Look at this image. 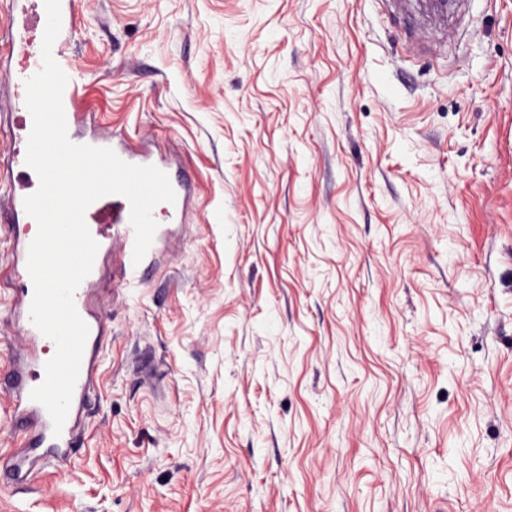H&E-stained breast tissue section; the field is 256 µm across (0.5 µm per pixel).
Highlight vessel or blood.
I'll return each instance as SVG.
<instances>
[{"label": "vessel or blood", "mask_w": 512, "mask_h": 512, "mask_svg": "<svg viewBox=\"0 0 512 512\" xmlns=\"http://www.w3.org/2000/svg\"><path fill=\"white\" fill-rule=\"evenodd\" d=\"M9 12L14 16L16 24L8 33L10 46L16 47L20 57L19 63L10 66L9 74L17 89H24L25 82L42 67L41 31L46 25L44 0H8ZM68 83L63 92V107L68 124H75L80 119L81 110L92 108V101L82 93L83 79L72 67H65ZM16 132L14 148L9 157L8 165L14 173L11 188L7 194L8 207L0 210V221L16 224L27 220L24 200L33 194L39 179L33 169L26 163L27 141L32 130L33 119L30 112L16 113L14 119ZM72 142H87L84 136L71 134ZM92 146L112 149L123 161L135 165L152 164L153 159L146 153L133 152L122 142H114L107 138L92 139ZM169 180L175 192V200L164 203L163 212L168 223H181L188 204L190 187L188 182L178 175H170ZM86 223L99 248L109 249L114 239H121L120 255L121 273L129 277L138 272L139 267L133 261L134 230L130 223V203L120 195L113 196L111 207H104L102 201L93 202L86 211ZM97 282L96 274H89L77 288L74 301L81 318L89 327V335L85 344L79 376L74 388L68 416L61 433H54L52 420L46 409L30 397L31 391L40 386L45 379V357L38 345L45 342L46 337L33 323H26L23 330L25 338L34 342L35 347L28 354L25 362L12 373L11 383V418L16 428L28 432L26 442L29 450L54 448L64 450L74 442V433L80 423L81 408L85 404L87 392L93 382L96 371L98 349L104 341L106 325L102 316L91 312L89 291Z\"/></svg>", "instance_id": "vessel-or-blood-1"}]
</instances>
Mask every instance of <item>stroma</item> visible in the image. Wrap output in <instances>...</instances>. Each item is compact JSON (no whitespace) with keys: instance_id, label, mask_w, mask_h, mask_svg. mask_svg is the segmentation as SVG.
<instances>
[{"instance_id":"obj_1","label":"stroma","mask_w":512,"mask_h":512,"mask_svg":"<svg viewBox=\"0 0 512 512\" xmlns=\"http://www.w3.org/2000/svg\"><path fill=\"white\" fill-rule=\"evenodd\" d=\"M75 12L96 128L191 198L139 276L103 264L88 415L0 512H512V0ZM24 277L0 223V380Z\"/></svg>"}]
</instances>
